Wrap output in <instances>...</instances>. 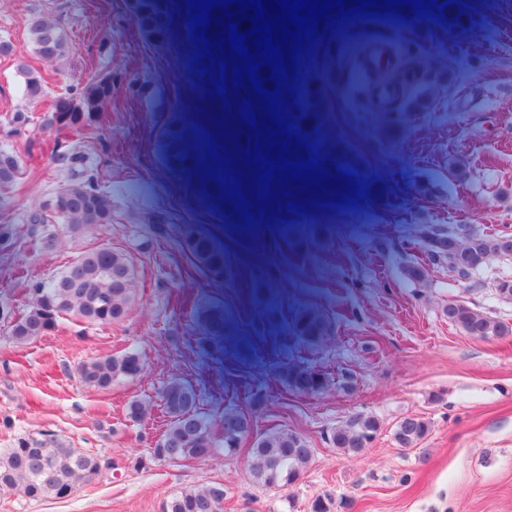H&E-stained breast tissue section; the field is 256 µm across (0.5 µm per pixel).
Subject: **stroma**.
<instances>
[{"label":"stroma","instance_id":"1","mask_svg":"<svg viewBox=\"0 0 512 512\" xmlns=\"http://www.w3.org/2000/svg\"><path fill=\"white\" fill-rule=\"evenodd\" d=\"M187 3L168 0L171 36L157 43L134 25L131 0H0V37L15 49L0 56V143L20 154L16 183L0 194V224L14 232L13 247L0 251V448L27 435L42 442L47 431L113 463L66 499L1 495L0 512H161L177 491L209 483L223 484L224 512H310L319 496L332 512H512V335L475 338L444 313L456 301L512 325V300L495 291L512 279V259H490L468 283L440 265L420 281L402 274L414 257L405 247L414 225L512 231V0H462L438 23L357 16L318 36L285 110L327 161L337 144L353 147L367 192L353 208L265 218L251 239L205 204L195 180L164 163L166 126L199 125L225 107L210 99V76L194 62ZM35 13L66 31L67 59L34 55ZM21 57L47 79L38 100L24 95ZM106 78L112 102L93 131L61 135L44 125L55 100ZM394 83L401 94L387 109L379 91ZM20 112L31 122L17 124ZM75 145L113 192L118 221L60 230L47 248L28 217L71 183L60 156ZM461 163L467 175L457 180ZM187 224L222 242L228 265L266 283L263 304L236 279L194 267ZM103 243L133 257L138 298L129 317L112 326L66 321L14 343L7 317L23 309L30 284ZM217 304L224 328L216 334L204 312ZM305 307L327 317L323 339L295 335ZM130 350L145 363L139 376L108 389L78 379L82 361ZM286 365L318 367L329 383L315 395L294 391L281 375ZM174 378L196 386L208 415L258 400L260 428L306 437L314 455L300 479L281 491L257 485L243 447L200 461L155 460L167 423L160 395ZM134 400L149 403L144 419L128 416ZM357 413L375 416L380 430L349 457L329 437ZM410 415L430 430L404 450L393 430Z\"/></svg>","mask_w":512,"mask_h":512}]
</instances>
